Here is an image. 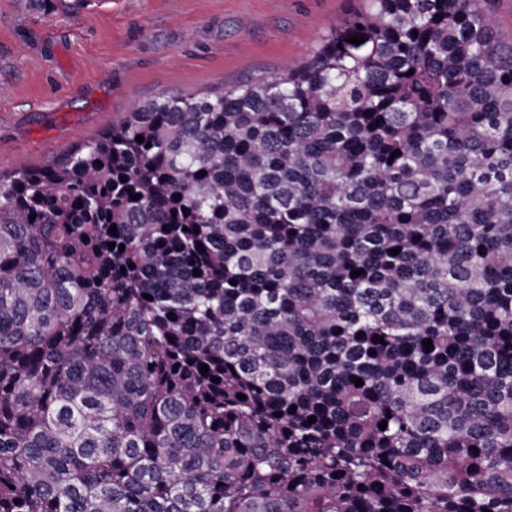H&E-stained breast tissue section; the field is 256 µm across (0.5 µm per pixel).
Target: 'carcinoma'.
<instances>
[{"mask_svg":"<svg viewBox=\"0 0 512 512\" xmlns=\"http://www.w3.org/2000/svg\"><path fill=\"white\" fill-rule=\"evenodd\" d=\"M487 2L363 0L298 68L0 174V512H512Z\"/></svg>","mask_w":512,"mask_h":512,"instance_id":"cac0c4a2","label":"carcinoma"}]
</instances>
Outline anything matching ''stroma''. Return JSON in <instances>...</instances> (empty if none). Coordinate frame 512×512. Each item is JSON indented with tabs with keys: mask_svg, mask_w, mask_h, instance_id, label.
<instances>
[{
	"mask_svg": "<svg viewBox=\"0 0 512 512\" xmlns=\"http://www.w3.org/2000/svg\"><path fill=\"white\" fill-rule=\"evenodd\" d=\"M359 0H0V172L36 167L137 101L301 64Z\"/></svg>",
	"mask_w": 512,
	"mask_h": 512,
	"instance_id": "obj_1",
	"label": "stroma"
}]
</instances>
